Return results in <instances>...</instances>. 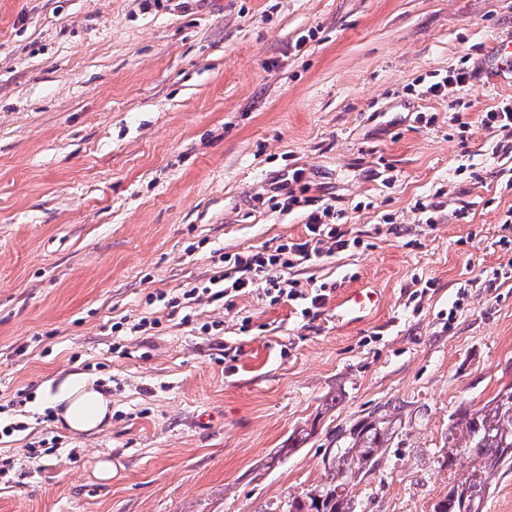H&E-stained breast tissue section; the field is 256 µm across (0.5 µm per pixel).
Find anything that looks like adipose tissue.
<instances>
[{"mask_svg": "<svg viewBox=\"0 0 512 512\" xmlns=\"http://www.w3.org/2000/svg\"><path fill=\"white\" fill-rule=\"evenodd\" d=\"M44 399L72 432L99 431L112 417V399L82 373L70 372L48 382Z\"/></svg>", "mask_w": 512, "mask_h": 512, "instance_id": "obj_1", "label": "adipose tissue"}]
</instances>
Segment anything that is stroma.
Masks as SVG:
<instances>
[{"label": "stroma", "mask_w": 512, "mask_h": 512, "mask_svg": "<svg viewBox=\"0 0 512 512\" xmlns=\"http://www.w3.org/2000/svg\"><path fill=\"white\" fill-rule=\"evenodd\" d=\"M506 40L512 0H0V429L25 425L0 512H265L374 411L395 434L357 512H432L451 415L512 383V156L482 123L512 101ZM462 64L471 90L426 95ZM322 205L359 244L291 269L325 285L314 315L259 288L188 323L156 302ZM362 284L380 305L343 324ZM72 370L112 398L98 432L41 399Z\"/></svg>", "instance_id": "1"}]
</instances>
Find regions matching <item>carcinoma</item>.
Listing matches in <instances>:
<instances>
[{
	"mask_svg": "<svg viewBox=\"0 0 512 512\" xmlns=\"http://www.w3.org/2000/svg\"><path fill=\"white\" fill-rule=\"evenodd\" d=\"M448 430L452 448L444 455V467L451 471L462 459L469 467L433 512H482L496 477L512 468V386L498 390L479 408L455 413ZM394 432L384 414L363 418L332 451L322 496L314 499L307 490L290 494L272 512H357L351 487L379 465Z\"/></svg>",
	"mask_w": 512,
	"mask_h": 512,
	"instance_id": "cac0c4a2",
	"label": "carcinoma"
}]
</instances>
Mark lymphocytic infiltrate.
I'll list each match as a JSON object with an SVG mask.
<instances>
[{"label": "lymphocytic infiltrate", "instance_id": "1", "mask_svg": "<svg viewBox=\"0 0 512 512\" xmlns=\"http://www.w3.org/2000/svg\"><path fill=\"white\" fill-rule=\"evenodd\" d=\"M341 219V213L332 207L313 209L305 217L304 237L247 255H224L227 270L216 272L208 285L186 289L180 295L165 299L164 304L175 310L203 298L229 302L247 289L259 287L271 303H291L301 316H308L324 304L326 295L318 288H299L296 281L287 278L286 272L316 262L324 253H339L349 248L351 241L338 226Z\"/></svg>", "mask_w": 512, "mask_h": 512}]
</instances>
